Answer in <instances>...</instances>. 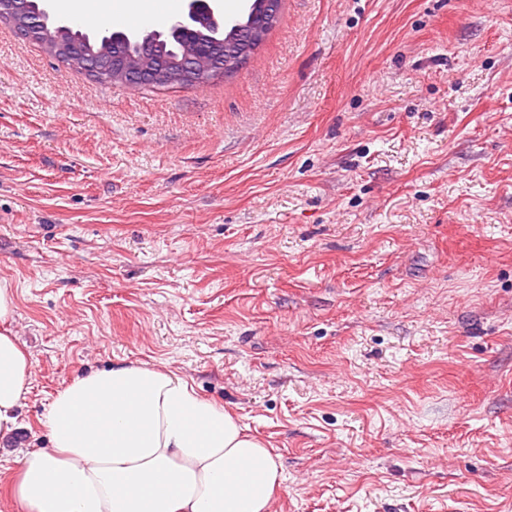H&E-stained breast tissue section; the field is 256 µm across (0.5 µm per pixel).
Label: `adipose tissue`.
Here are the masks:
<instances>
[{"label": "adipose tissue", "mask_w": 512, "mask_h": 512, "mask_svg": "<svg viewBox=\"0 0 512 512\" xmlns=\"http://www.w3.org/2000/svg\"><path fill=\"white\" fill-rule=\"evenodd\" d=\"M0 284V440L21 430L32 362ZM8 491L19 512H271L284 475L269 448L177 373L141 361L67 382L38 418Z\"/></svg>", "instance_id": "obj_1"}]
</instances>
